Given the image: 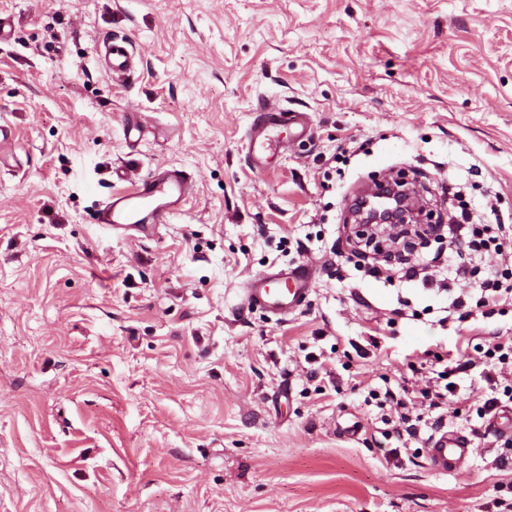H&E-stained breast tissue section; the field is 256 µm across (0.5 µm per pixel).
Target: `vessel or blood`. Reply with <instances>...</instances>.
Returning a JSON list of instances; mask_svg holds the SVG:
<instances>
[{
    "instance_id": "vessel-or-blood-1",
    "label": "vessel or blood",
    "mask_w": 512,
    "mask_h": 512,
    "mask_svg": "<svg viewBox=\"0 0 512 512\" xmlns=\"http://www.w3.org/2000/svg\"><path fill=\"white\" fill-rule=\"evenodd\" d=\"M106 72L115 82L125 81L134 69L129 43L107 38L102 42ZM287 129L294 140L307 138L311 125L307 113L291 112L275 104L263 107L260 120L247 133L248 153L256 169L266 168L281 147L277 136ZM193 187L189 173L178 168L161 169L138 179L125 193L108 197L99 206L95 221L106 230L137 237L155 235L180 210ZM315 276L312 265L301 263L249 278L243 288V303L278 316L294 313L305 301ZM428 467L440 475L463 471L473 453L468 439L447 430L432 439L424 450Z\"/></svg>"
}]
</instances>
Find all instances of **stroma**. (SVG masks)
I'll use <instances>...</instances> for the list:
<instances>
[{
	"label": "stroma",
	"mask_w": 512,
	"mask_h": 512,
	"mask_svg": "<svg viewBox=\"0 0 512 512\" xmlns=\"http://www.w3.org/2000/svg\"><path fill=\"white\" fill-rule=\"evenodd\" d=\"M0 18V512H512V446L470 431L512 299L482 316L468 283H402L385 257L371 277L346 241L351 196L393 167L434 216L454 183L512 223V0H0ZM110 36L137 61L123 84L97 58ZM269 100L312 134L258 171ZM129 112L151 126L134 148ZM160 167L193 179L170 224H96ZM307 262L288 318L242 305L252 275ZM451 293L468 314L438 324ZM461 357L431 412L421 390ZM439 413L474 448L451 476L422 453Z\"/></svg>",
	"instance_id": "stroma-1"
}]
</instances>
